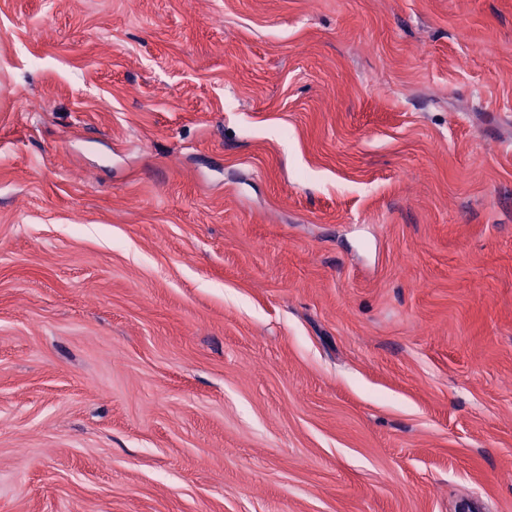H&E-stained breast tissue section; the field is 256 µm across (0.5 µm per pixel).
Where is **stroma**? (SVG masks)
<instances>
[{
	"instance_id": "1",
	"label": "stroma",
	"mask_w": 512,
	"mask_h": 512,
	"mask_svg": "<svg viewBox=\"0 0 512 512\" xmlns=\"http://www.w3.org/2000/svg\"><path fill=\"white\" fill-rule=\"evenodd\" d=\"M512 512V0H0V512Z\"/></svg>"
}]
</instances>
